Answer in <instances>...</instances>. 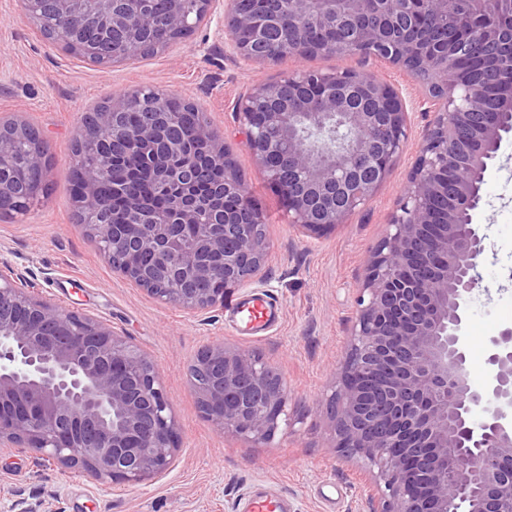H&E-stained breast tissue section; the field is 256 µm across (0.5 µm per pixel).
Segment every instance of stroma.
<instances>
[{
  "instance_id": "35a3bbf8",
  "label": "stroma",
  "mask_w": 512,
  "mask_h": 512,
  "mask_svg": "<svg viewBox=\"0 0 512 512\" xmlns=\"http://www.w3.org/2000/svg\"><path fill=\"white\" fill-rule=\"evenodd\" d=\"M343 69L381 78L402 95L409 136L391 176L364 208L323 236L309 237L289 224L281 195L253 159L234 106L257 81L289 71ZM145 86L199 103L265 215V262L249 284L233 290L278 299L281 319L264 334L242 331L220 305L190 314L149 297L113 271L78 222L70 173L84 115L108 97ZM427 91L407 70L381 59L332 55L271 65L243 60L224 45L218 8L164 50L100 66L51 44L19 0H0V114L18 115L50 144L39 201L0 219V259L31 270L37 296L103 321L153 361L177 420L171 469L135 486L100 482L18 448L0 449V512H9L18 499L37 512H240L244 496L257 488L287 497L291 512H325L323 497L334 490L337 512H371L368 471L338 457L326 404L355 321L366 260L388 230L423 132L434 119L421 109ZM482 194L485 206L476 221L487 235L478 265L484 290L471 300L464 330L469 381L477 389L486 381L489 338L512 326V134L504 136ZM216 341L256 350L284 375L287 419L271 440L257 444L224 434L201 412L190 366L203 346Z\"/></svg>"
}]
</instances>
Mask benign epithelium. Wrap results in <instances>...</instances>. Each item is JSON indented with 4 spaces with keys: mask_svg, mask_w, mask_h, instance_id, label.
Returning <instances> with one entry per match:
<instances>
[{
    "mask_svg": "<svg viewBox=\"0 0 512 512\" xmlns=\"http://www.w3.org/2000/svg\"><path fill=\"white\" fill-rule=\"evenodd\" d=\"M23 0L38 29L52 19L65 47L102 16V34L90 52L102 56L118 34L145 55L157 29L171 40L190 35L217 0ZM458 30L460 42L434 58L426 112L436 114L389 231L367 260L358 313L330 400L334 448L371 473L373 512H512V327L488 341V378L469 383L463 336L486 234L474 217L481 185L512 115V93L497 111L460 76V45L480 44L500 56L512 47V0H270L257 14L225 0L224 39L254 63L288 56L370 55L409 68L425 48L408 40L423 15ZM313 22L336 30L332 44L298 40L280 55L260 51L270 30ZM285 107L277 106L283 91ZM165 94H126L90 112L76 146L91 162L75 194L78 213L112 269L154 298L200 312L224 298V289L250 281L265 261V217L224 147L205 122L194 144L167 134L177 114ZM142 103V125L118 126L116 116ZM256 163L280 192L290 223L310 236L341 225L388 179L407 139L409 112L402 96L371 74L306 71L252 85L235 105ZM31 140L27 162L41 170L48 145L30 126L0 116V216L38 201L44 183L21 195L11 178L14 147ZM137 142L158 188L174 191L163 211L131 199L129 223L102 224L99 186L112 156ZM199 147L224 165L223 191L239 196L238 214L222 208L200 222L203 170H172L166 158ZM288 154V178L272 160ZM448 208L436 220L432 202ZM33 274L0 262V447L30 448L98 480L139 484L165 475L176 448L177 423L156 365L96 318L61 308L30 291ZM214 282V288H199ZM380 376L366 387L361 380ZM202 413L220 431L256 443L274 437L288 404L282 373L260 353L224 342L204 346L191 366ZM484 406L475 424L471 413Z\"/></svg>",
    "mask_w": 512,
    "mask_h": 512,
    "instance_id": "obj_1",
    "label": "benign epithelium"
}]
</instances>
